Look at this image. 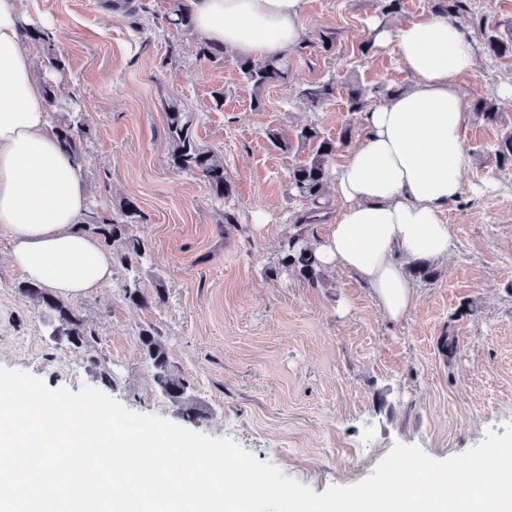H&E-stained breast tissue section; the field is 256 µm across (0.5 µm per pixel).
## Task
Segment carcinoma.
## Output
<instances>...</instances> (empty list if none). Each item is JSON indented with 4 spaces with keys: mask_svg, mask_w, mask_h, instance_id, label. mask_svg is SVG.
<instances>
[{
    "mask_svg": "<svg viewBox=\"0 0 512 512\" xmlns=\"http://www.w3.org/2000/svg\"><path fill=\"white\" fill-rule=\"evenodd\" d=\"M435 13L448 15L468 21L471 17L469 0H432ZM168 25L174 28L190 30L192 17L185 0H170V7L165 15ZM24 38L42 44L41 63L48 70L62 73L66 70L65 62L56 49L51 32L35 25L23 27ZM197 55L213 63L224 60V47L206 42H197ZM237 67L246 82L252 87L253 106L263 107V91L266 87L284 82L288 79V61L284 58H272L264 62H255L240 57ZM339 81L331 77L324 82L310 84L298 91V99L312 108H318L336 95ZM393 90L383 91L381 87L371 89L356 86L348 87V107L351 111L367 108L372 97L380 94L386 96ZM477 116L488 123L499 122L500 112L496 99L487 98L473 105ZM166 133L169 143L168 164L177 171L197 174L206 184L208 191L217 201H224L233 194V185L224 173V158L213 150L203 148L196 140L188 113L178 106H165ZM54 127L61 146L70 151L79 166H86L85 140L89 138L90 127L83 112L71 108L54 117ZM297 139L308 149L306 158L289 173L290 190L303 201L305 209L299 217L305 219L300 223L293 221L292 231L281 242L278 265L281 270L290 272L302 279L312 288H327V268L316 258L310 243L314 225L321 221V200L328 198V184L331 182V163L339 145L351 139V131L345 130L340 142H335L321 135L319 129L308 124L301 127ZM492 153L500 166L512 168V129L492 145ZM143 221L137 204L126 199L119 206V217L112 218L102 214L99 208L88 206L82 229L112 244V259L123 266L131 267L142 263L146 256L145 240L132 234V228ZM409 274L416 280L429 282L437 277V271L427 262H414L408 266ZM36 306L49 313L52 326L51 336L65 337L70 344L79 348L88 341L92 331L88 330L84 320L68 305L64 299L51 293L48 289L33 283L20 286ZM124 299L136 306L147 307L164 302V286L158 284L155 293L147 297L141 291L138 281L133 280L123 287ZM139 348L153 369V378L163 394L176 405L182 417L195 420L203 417V407L196 398L188 393L187 380L176 371L169 358L167 345L161 340L155 329H143L138 334Z\"/></svg>",
    "mask_w": 512,
    "mask_h": 512,
    "instance_id": "cac0c4a2",
    "label": "carcinoma"
}]
</instances>
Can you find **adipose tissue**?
Instances as JSON below:
<instances>
[{
  "label": "adipose tissue",
  "mask_w": 512,
  "mask_h": 512,
  "mask_svg": "<svg viewBox=\"0 0 512 512\" xmlns=\"http://www.w3.org/2000/svg\"><path fill=\"white\" fill-rule=\"evenodd\" d=\"M187 3L199 38L256 62L288 56L304 39V0ZM26 22L20 0H0V234L30 281L76 299L111 280L112 254L80 229L87 192L49 120L36 58L22 37ZM369 25L378 45L396 46L414 84L364 112L362 141L332 174L336 219L312 245L323 266L355 275L398 321L416 297L407 265L448 255L441 215L463 193L459 85L474 68L475 45L445 15Z\"/></svg>",
  "instance_id": "ef3b65f1"
}]
</instances>
